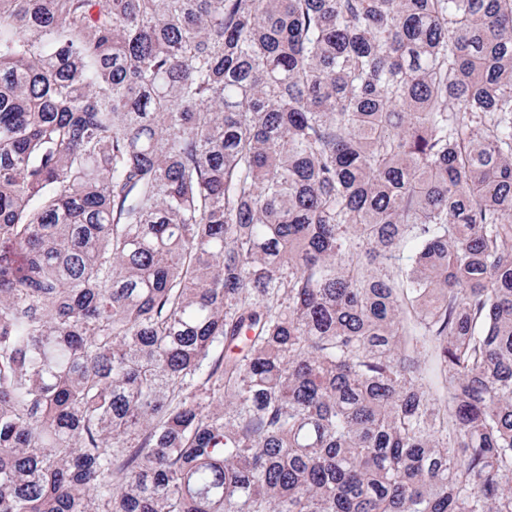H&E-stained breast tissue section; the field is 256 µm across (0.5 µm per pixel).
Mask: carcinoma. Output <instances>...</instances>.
<instances>
[{"mask_svg": "<svg viewBox=\"0 0 512 512\" xmlns=\"http://www.w3.org/2000/svg\"><path fill=\"white\" fill-rule=\"evenodd\" d=\"M0 512H512V0H0Z\"/></svg>", "mask_w": 512, "mask_h": 512, "instance_id": "cac0c4a2", "label": "carcinoma"}]
</instances>
